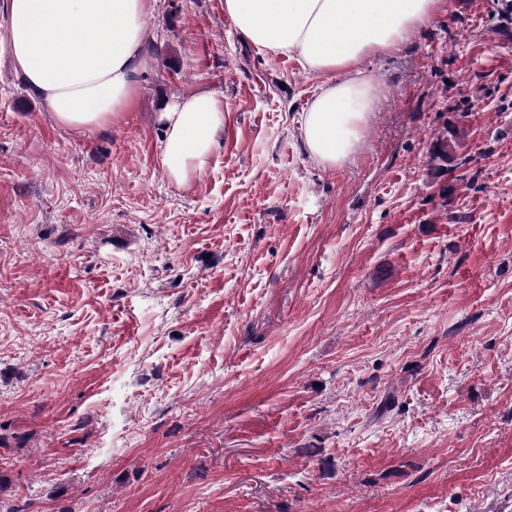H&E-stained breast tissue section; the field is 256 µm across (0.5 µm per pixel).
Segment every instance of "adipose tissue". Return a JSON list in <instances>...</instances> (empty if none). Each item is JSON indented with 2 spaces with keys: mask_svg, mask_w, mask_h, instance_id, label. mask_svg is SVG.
<instances>
[{
  "mask_svg": "<svg viewBox=\"0 0 512 512\" xmlns=\"http://www.w3.org/2000/svg\"><path fill=\"white\" fill-rule=\"evenodd\" d=\"M157 0H8L13 60L61 127L84 132L120 122L132 109L145 68V26ZM440 0H224V12L251 44L330 74L300 112L311 161L344 166L359 152L379 89L362 68L401 49L428 24ZM224 104L210 93L178 97L157 121L162 167L183 187L218 149Z\"/></svg>",
  "mask_w": 512,
  "mask_h": 512,
  "instance_id": "ef3b65f1",
  "label": "adipose tissue"
}]
</instances>
